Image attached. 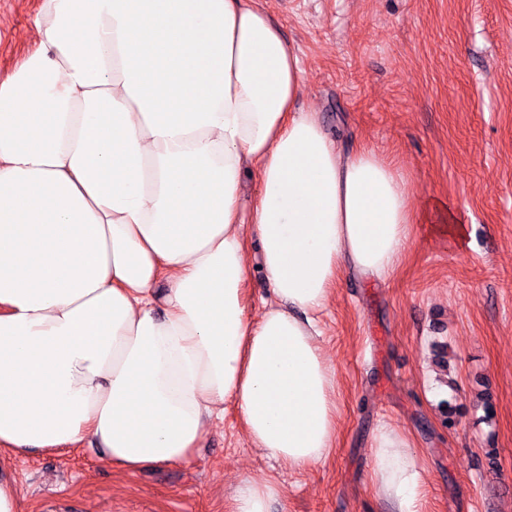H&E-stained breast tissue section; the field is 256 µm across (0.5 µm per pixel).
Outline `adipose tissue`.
<instances>
[{
    "instance_id": "adipose-tissue-1",
    "label": "adipose tissue",
    "mask_w": 512,
    "mask_h": 512,
    "mask_svg": "<svg viewBox=\"0 0 512 512\" xmlns=\"http://www.w3.org/2000/svg\"><path fill=\"white\" fill-rule=\"evenodd\" d=\"M34 25L0 83V463L89 440L128 473L183 461L230 405L262 455L323 463L322 316L343 273L396 271L403 175L296 110L301 59L251 0H41ZM251 237L270 289L256 320ZM370 454L394 512H420L405 437L381 426ZM280 491L241 480L231 512Z\"/></svg>"
}]
</instances>
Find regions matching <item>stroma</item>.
<instances>
[{
  "mask_svg": "<svg viewBox=\"0 0 512 512\" xmlns=\"http://www.w3.org/2000/svg\"><path fill=\"white\" fill-rule=\"evenodd\" d=\"M41 0H0V82L40 35ZM348 150L391 159L415 213L386 282L342 277L322 346L338 368L336 446L297 471L250 448L234 409L179 464L124 474L101 451L10 457L23 512H230L240 479L274 477L270 512H393L369 477L380 424L421 468V512H512V0H262ZM465 243L434 233L435 201ZM496 458H489L488 449Z\"/></svg>",
  "mask_w": 512,
  "mask_h": 512,
  "instance_id": "obj_1",
  "label": "stroma"
}]
</instances>
